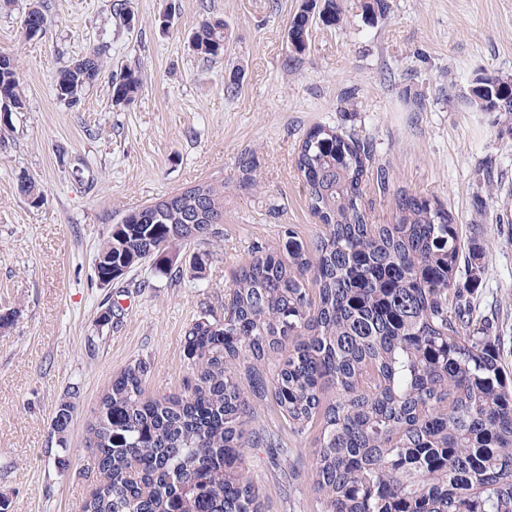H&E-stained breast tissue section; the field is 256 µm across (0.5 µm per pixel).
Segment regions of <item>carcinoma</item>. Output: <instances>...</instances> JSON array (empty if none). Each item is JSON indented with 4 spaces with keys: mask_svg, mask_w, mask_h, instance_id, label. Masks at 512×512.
<instances>
[{
    "mask_svg": "<svg viewBox=\"0 0 512 512\" xmlns=\"http://www.w3.org/2000/svg\"><path fill=\"white\" fill-rule=\"evenodd\" d=\"M341 0H302L287 30L291 52L308 49L314 18L334 24ZM221 17L191 36L193 51L224 56ZM107 46L61 69L58 99L77 103L103 68ZM143 86L126 68L108 81L115 105ZM477 112L512 115V78L479 74L466 97ZM26 109L15 59L0 53V107ZM372 147L318 125L296 166L323 224L313 249L261 252L234 273L223 317L205 314L185 334L194 384L149 396L146 359L102 391L86 428L96 469L80 512H262L245 449L272 445L246 432L252 396L272 393L288 425L321 419L311 469L322 512H512V380L487 337L470 328L458 281L462 253L452 215L416 195L394 222L374 224L363 204ZM224 184L200 182L125 213L96 259L118 279L169 244L219 237ZM275 367L273 380L260 370ZM334 400L323 402L327 389ZM74 406L57 407L63 435Z\"/></svg>",
    "mask_w": 512,
    "mask_h": 512,
    "instance_id": "1",
    "label": "carcinoma"
}]
</instances>
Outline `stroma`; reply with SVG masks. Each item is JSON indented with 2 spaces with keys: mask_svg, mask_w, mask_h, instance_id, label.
<instances>
[{
  "mask_svg": "<svg viewBox=\"0 0 512 512\" xmlns=\"http://www.w3.org/2000/svg\"><path fill=\"white\" fill-rule=\"evenodd\" d=\"M32 0H0V52L17 62L27 108L0 128V499L8 512H79L93 479L85 430L103 388L132 360L151 364L148 394L192 382L185 332L224 313L234 272L256 251L287 254L320 230L295 160L311 127L357 132L373 147L364 181L372 223L393 221L401 193L444 204L467 263L464 297L512 376V128L464 97L476 74L512 76V0H343L337 24L314 20L293 54L288 22L301 0H127L130 27L110 0H44L49 26L26 37ZM209 16L230 34L223 57L194 53ZM107 44L112 72L140 68L143 87L113 105L99 79L76 105L57 99L59 71ZM237 70L239 91L224 83ZM256 169L244 180L241 156ZM384 168L386 187L376 182ZM43 196L32 205L20 176ZM224 186L221 244L195 240L99 285L101 239L129 210L187 185ZM201 278L176 279L192 257ZM119 303L102 324L107 300ZM75 393L65 436L58 404ZM252 427L273 448H251L249 474L264 512H322L308 478L318 429L294 433L272 398L252 402Z\"/></svg>",
  "mask_w": 512,
  "mask_h": 512,
  "instance_id": "stroma-1",
  "label": "stroma"
}]
</instances>
